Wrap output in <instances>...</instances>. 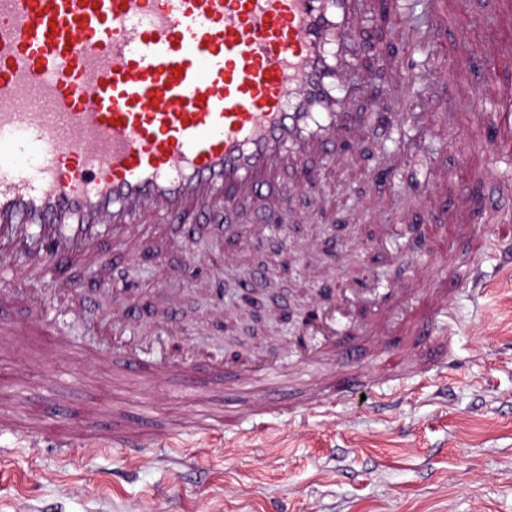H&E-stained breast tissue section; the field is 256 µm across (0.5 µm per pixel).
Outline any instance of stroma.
<instances>
[{
    "instance_id": "obj_1",
    "label": "stroma",
    "mask_w": 512,
    "mask_h": 512,
    "mask_svg": "<svg viewBox=\"0 0 512 512\" xmlns=\"http://www.w3.org/2000/svg\"><path fill=\"white\" fill-rule=\"evenodd\" d=\"M403 19L383 17L380 6L362 15L359 35L377 46L383 69L362 67L371 88L396 81L409 90L440 79L441 69L402 65L412 56L409 29L421 10L406 0ZM468 24L450 26L436 55L445 66L464 67L486 94L483 54L487 0H470ZM468 106L436 108V130L413 126L409 146L391 162V143L368 132L351 159L328 153L313 159L315 175L300 184L286 174L278 187L279 212L288 226L297 264L273 277L279 238L256 222L257 204L244 201L227 217L241 232L228 241L216 217L197 225L148 222L130 239L105 237L100 257L76 259L41 288L56 295L62 283L81 286L87 320L58 312V333L88 348L120 345L146 332L179 346L182 355H214L211 339L232 336L246 313L216 306L215 289L252 293L265 315L294 316L313 289L340 298L347 279L364 273L379 285H406L405 264L447 269L444 251L409 253L399 233L377 235L395 213L418 206L420 194L445 209L455 204L462 179L488 193L511 163L493 148L492 116L475 120ZM445 177L441 189L421 187L418 171ZM125 253L138 270L133 312L114 311L102 291L121 285L114 256ZM24 327L0 345L1 407L53 424L69 407L92 404L101 421L113 407L147 420L152 408L169 418L191 412L195 399L176 379L154 383L113 379L123 357L92 361L52 351L43 330L27 325L18 303L0 308V321ZM425 332L446 341H418L407 323L390 338L409 371L383 376L373 349L361 368L396 391L399 402L378 411L375 395L353 397L336 414L316 416L295 408L286 425L269 432L243 427L231 439L180 434L173 444L134 460L122 446L80 444L68 458L31 444L18 432H0V512H512V272L501 270L486 292L458 287L448 293L444 315L426 319ZM446 356L448 379L413 375L423 357Z\"/></svg>"
}]
</instances>
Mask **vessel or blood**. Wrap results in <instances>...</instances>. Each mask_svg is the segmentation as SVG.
<instances>
[{
    "label": "vessel or blood",
    "mask_w": 512,
    "mask_h": 512,
    "mask_svg": "<svg viewBox=\"0 0 512 512\" xmlns=\"http://www.w3.org/2000/svg\"><path fill=\"white\" fill-rule=\"evenodd\" d=\"M362 0H0V303L19 299L32 323L51 329L40 280L57 264L97 250L106 233L127 234L145 214L188 221L270 188L284 158L325 153L337 136L364 129L349 101L362 87L351 41ZM468 0H425L418 40L435 43L449 16L465 17ZM461 69L448 72L458 93L479 101L500 132L512 137V85L480 96ZM347 86V96L332 87ZM53 113L23 109L32 92ZM470 203L428 213L448 228L449 285L482 291L484 251L473 233ZM25 260L23 286L12 273ZM410 301L436 315L446 298L430 277L411 270ZM390 301L360 325L379 339V367L402 372L404 360L382 346L392 331ZM340 356L350 369L339 391L308 392V411L332 410L366 382L354 369L356 344L304 346L297 362ZM127 373L180 379L197 400L180 432L210 434L250 425L266 430L285 414L271 400L294 373L287 361L248 357L236 369L171 356L129 353ZM234 384L243 401L218 404ZM33 445L61 453L97 441L133 457L171 438L127 421L122 409L102 429L77 412L60 426L25 429Z\"/></svg>",
    "instance_id": "obj_1"
}]
</instances>
